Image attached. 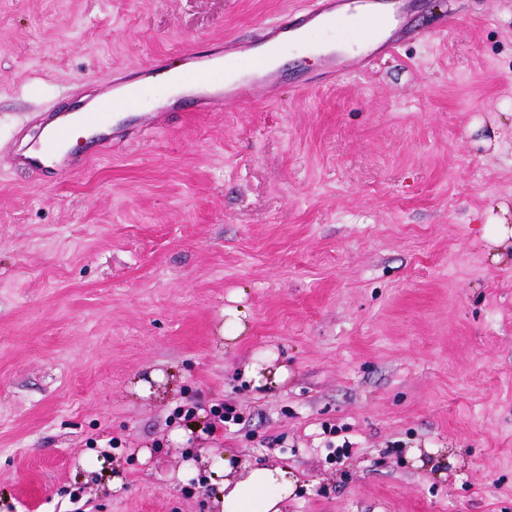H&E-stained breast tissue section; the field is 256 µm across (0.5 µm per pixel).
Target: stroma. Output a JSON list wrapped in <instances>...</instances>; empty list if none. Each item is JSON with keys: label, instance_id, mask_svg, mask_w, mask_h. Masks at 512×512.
<instances>
[{"label": "stroma", "instance_id": "1", "mask_svg": "<svg viewBox=\"0 0 512 512\" xmlns=\"http://www.w3.org/2000/svg\"><path fill=\"white\" fill-rule=\"evenodd\" d=\"M299 3L0 0V512H216L181 473L224 453L291 470L283 512H512V0H424L369 75L302 91L289 54L279 99L154 131L146 80L125 148L10 165L37 113ZM246 372L249 381L252 383V388L265 390L283 381L285 370L282 366L278 367L276 370H272L270 367H267V365L252 364L246 368Z\"/></svg>", "mask_w": 512, "mask_h": 512}]
</instances>
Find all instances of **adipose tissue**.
<instances>
[{"label":"adipose tissue","mask_w":512,"mask_h":512,"mask_svg":"<svg viewBox=\"0 0 512 512\" xmlns=\"http://www.w3.org/2000/svg\"><path fill=\"white\" fill-rule=\"evenodd\" d=\"M209 471L216 480L218 512H282L296 482L288 469L277 465L241 469L225 455L213 458Z\"/></svg>","instance_id":"1"}]
</instances>
